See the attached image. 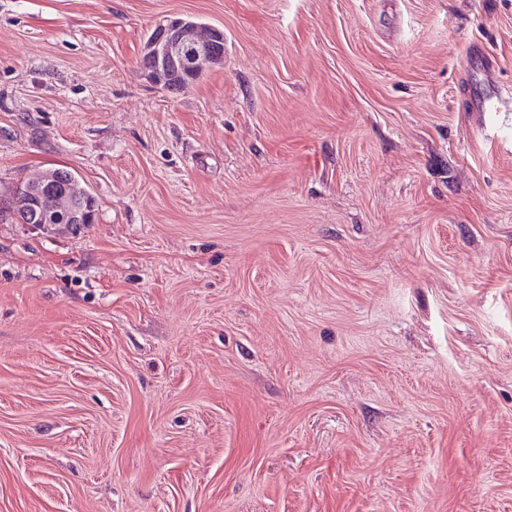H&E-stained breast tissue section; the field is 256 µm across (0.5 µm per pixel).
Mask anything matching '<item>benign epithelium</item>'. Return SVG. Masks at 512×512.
Here are the masks:
<instances>
[{
    "instance_id": "benign-epithelium-1",
    "label": "benign epithelium",
    "mask_w": 512,
    "mask_h": 512,
    "mask_svg": "<svg viewBox=\"0 0 512 512\" xmlns=\"http://www.w3.org/2000/svg\"><path fill=\"white\" fill-rule=\"evenodd\" d=\"M185 26L184 21L171 18L153 29L150 43L154 49L153 65L156 72L191 74L196 72L197 66L203 65L210 51L224 52V48L219 46L224 37L216 39L218 45L204 47L186 39ZM69 178L70 173L60 169L53 178L40 174L17 184L14 197H32V201L28 202L29 208L25 210L27 223L44 224L49 215L56 211L67 212L73 224L88 223L87 212L81 201L65 190L64 181Z\"/></svg>"
}]
</instances>
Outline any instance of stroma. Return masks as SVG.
Returning <instances> with one entry per match:
<instances>
[{
	"label": "stroma",
	"instance_id": "obj_1",
	"mask_svg": "<svg viewBox=\"0 0 512 512\" xmlns=\"http://www.w3.org/2000/svg\"><path fill=\"white\" fill-rule=\"evenodd\" d=\"M177 16L228 51L170 92ZM54 168L0 512H512V0H0V205ZM70 178V173L64 169L57 170L55 177L47 178L39 174L30 179L21 180L15 189L14 198L29 197L30 207L25 210L28 224H66L64 216L57 219L51 218V223H46L49 215L56 211H65L69 214L71 224H89L87 213L95 218V199L81 185H70L68 191L75 194L81 201L71 196L66 190L63 181ZM84 208L87 212L84 211Z\"/></svg>",
	"mask_w": 512,
	"mask_h": 512
}]
</instances>
